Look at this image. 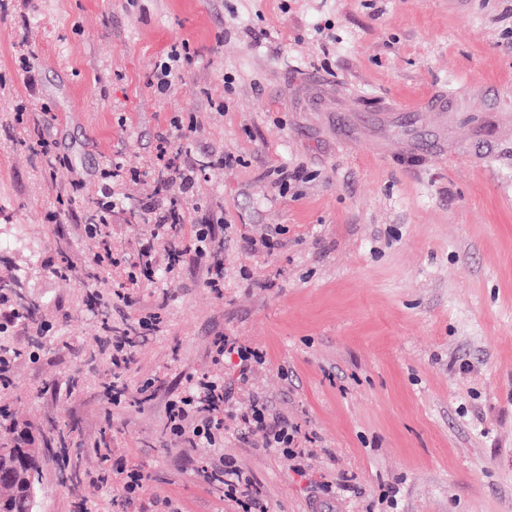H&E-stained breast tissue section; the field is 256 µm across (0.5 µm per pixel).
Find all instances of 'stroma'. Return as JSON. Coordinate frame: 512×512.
<instances>
[{"label": "stroma", "mask_w": 512, "mask_h": 512, "mask_svg": "<svg viewBox=\"0 0 512 512\" xmlns=\"http://www.w3.org/2000/svg\"><path fill=\"white\" fill-rule=\"evenodd\" d=\"M184 42L178 85L148 88ZM176 120L195 125L185 159L206 173L178 244L202 219L231 225L232 274L217 291L183 265L113 304V332L139 328L117 408L89 301H111L125 267L91 263L83 212L122 158L113 257L142 239L157 133ZM283 166L301 172L287 190ZM275 226L274 249L249 247ZM0 278L38 306L0 333L22 352L0 405L43 450L65 435L80 473L44 450L39 512H128L121 462L146 501L232 512L200 474L211 449L182 447L165 417L189 374L233 382V358L209 362L221 335L263 350L256 390L312 439L300 472L226 440L273 512H378L384 497L512 512V0H0ZM147 311L158 328L139 327Z\"/></svg>", "instance_id": "obj_1"}]
</instances>
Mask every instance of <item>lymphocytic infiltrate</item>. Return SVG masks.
Listing matches in <instances>:
<instances>
[{
	"label": "lymphocytic infiltrate",
	"instance_id": "lymphocytic-infiltrate-1",
	"mask_svg": "<svg viewBox=\"0 0 512 512\" xmlns=\"http://www.w3.org/2000/svg\"><path fill=\"white\" fill-rule=\"evenodd\" d=\"M124 174V163L120 160L113 161L105 170V201L98 207V223L89 228L91 235H100L102 229L110 227L113 212L124 207ZM180 221V212L170 205L160 202L152 207L147 216V246L139 252L136 268L145 275L159 269L170 272L186 257L203 268L207 284L219 287L228 273L224 265L223 237L217 235L215 225H197L184 254H175L167 244L173 225ZM232 353L238 357L235 386L227 387L223 380L208 373L190 376L187 387L171 395L167 402V427L183 447L213 449L204 474L208 481L221 485L225 501L239 512H269L268 505L257 497L251 478L235 459L224 455L222 448L227 434H235L246 444L253 436H260L261 447L274 450L284 462L292 465L306 460L310 451L301 445L300 428L288 423L285 417L273 414L268 397L252 387L254 369L264 361L262 352L236 337L221 336L209 350L210 362L216 366L223 364L225 355ZM238 390L247 391V402L235 399L234 393Z\"/></svg>",
	"mask_w": 512,
	"mask_h": 512
}]
</instances>
